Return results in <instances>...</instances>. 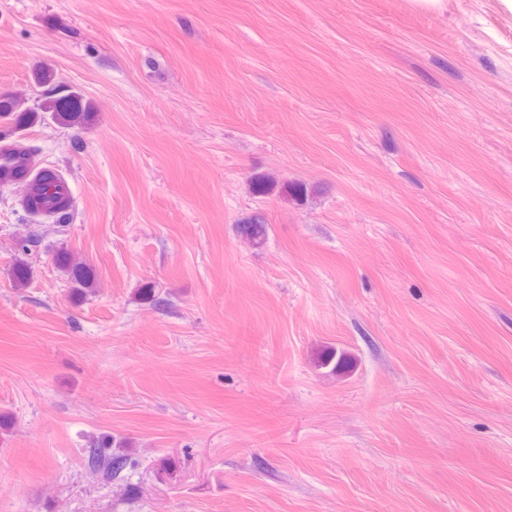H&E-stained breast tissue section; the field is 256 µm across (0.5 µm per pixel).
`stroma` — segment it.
I'll return each instance as SVG.
<instances>
[{
	"label": "stroma",
	"instance_id": "obj_1",
	"mask_svg": "<svg viewBox=\"0 0 512 512\" xmlns=\"http://www.w3.org/2000/svg\"><path fill=\"white\" fill-rule=\"evenodd\" d=\"M40 69L90 116L0 118L73 189L0 181V512H512V12L0 0ZM41 181L49 182L55 179L56 174L49 170H44L39 175ZM35 176L30 180V189L34 190L41 198V205L46 214H49L55 207L57 202L72 194V189L67 181L63 178L56 179L50 183L37 184ZM238 233L252 246H260L266 239L267 224L262 218L254 217L238 224ZM58 262L72 284V288L77 293H85L90 288H94L96 275L93 267L83 261H76L67 253L58 255ZM111 439L101 443V447L88 448L87 464L94 471H103L110 478L117 476L126 466L127 458L123 455L106 454L105 450L109 448Z\"/></svg>",
	"mask_w": 512,
	"mask_h": 512
}]
</instances>
